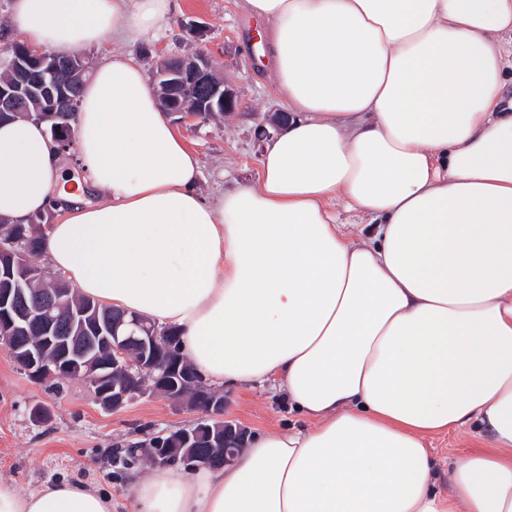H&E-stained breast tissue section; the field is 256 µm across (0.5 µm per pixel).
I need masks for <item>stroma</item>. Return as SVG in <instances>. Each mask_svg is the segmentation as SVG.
I'll use <instances>...</instances> for the list:
<instances>
[{
    "instance_id": "35a3bbf8",
    "label": "stroma",
    "mask_w": 512,
    "mask_h": 512,
    "mask_svg": "<svg viewBox=\"0 0 512 512\" xmlns=\"http://www.w3.org/2000/svg\"><path fill=\"white\" fill-rule=\"evenodd\" d=\"M201 25V33L189 24ZM151 72L156 52H209L240 98L234 115L178 130L201 162L198 192L213 198L237 183L255 179L264 140L256 129L267 113L280 110L273 65H258L268 52V27L249 16L242 0H178L168 24L156 35L119 42ZM224 417L250 434L270 428H294L303 419L290 411L283 393L271 384L224 386ZM48 408L47 422L29 418L34 404ZM197 411L160 396L140 398L123 409L103 410L81 384L55 377H28L0 345V479L31 491L54 480H82L111 493L112 512H128L124 492L130 481L153 469L147 455H129L130 443L171 432L196 422ZM488 438L476 425L436 436L431 441L440 475L455 458L485 449Z\"/></svg>"
}]
</instances>
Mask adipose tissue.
<instances>
[{
	"label": "adipose tissue",
	"mask_w": 512,
	"mask_h": 512,
	"mask_svg": "<svg viewBox=\"0 0 512 512\" xmlns=\"http://www.w3.org/2000/svg\"><path fill=\"white\" fill-rule=\"evenodd\" d=\"M244 8L270 25L291 116L251 183L198 194V156L124 53L83 87L82 187L68 189L44 123H0V216L56 213L54 270L174 329L211 382L276 381L308 422L258 433L223 468L151 471L130 512H512V0ZM175 9L13 0L10 24L68 54L156 34ZM472 421L491 449L440 483L428 438ZM0 512H112V496L0 481Z\"/></svg>",
	"instance_id": "ef3b65f1"
}]
</instances>
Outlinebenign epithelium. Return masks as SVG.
<instances>
[{"label":"benign epithelium","mask_w":512,"mask_h":512,"mask_svg":"<svg viewBox=\"0 0 512 512\" xmlns=\"http://www.w3.org/2000/svg\"><path fill=\"white\" fill-rule=\"evenodd\" d=\"M16 78L7 85L0 84V120L17 115L28 107V101L42 97L52 103L47 112L37 114L39 121H70L73 96L69 88L56 82L62 71L73 75L84 74L88 69L86 58L81 55L61 56L46 49H34L22 44L16 53L0 62ZM153 81L158 97H169L184 84L194 87L196 102H185L168 111L184 123L200 121L205 105L219 100L224 112L238 108L239 100L234 86L216 69L211 55L198 51L178 58L175 65L165 56L156 60ZM10 247L0 246V279L7 287L0 289V341L10 355L27 364L28 371L37 379L46 380L62 373H76L83 358L73 352L68 336H62L47 325L53 310L65 298L47 291L37 310L26 304V288L32 273L30 268L32 248L19 241L8 240ZM36 321L42 322L41 336L36 342L19 344L16 337L28 332ZM167 329L156 324L146 325L138 320H126L120 313L112 320L109 335L103 337L109 360L107 367L112 375V385L97 389V378L77 376L91 389L93 400L106 411H118L129 403L144 397L162 396L181 403L182 388L193 384L208 407L218 416L224 415V395L207 387L200 377H192L178 352L162 344ZM249 440V432L237 423H224V438L216 439V446L224 454V465L233 464Z\"/></svg>","instance_id":"benign-epithelium-1"}]
</instances>
